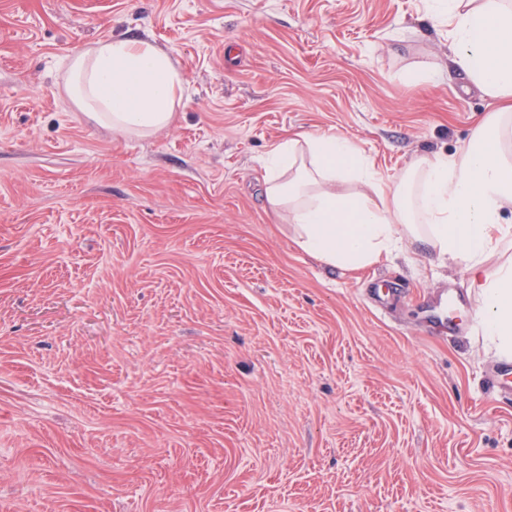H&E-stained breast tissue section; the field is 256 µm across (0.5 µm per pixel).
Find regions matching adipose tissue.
<instances>
[{
  "instance_id": "obj_1",
  "label": "adipose tissue",
  "mask_w": 512,
  "mask_h": 512,
  "mask_svg": "<svg viewBox=\"0 0 512 512\" xmlns=\"http://www.w3.org/2000/svg\"><path fill=\"white\" fill-rule=\"evenodd\" d=\"M446 15L452 64L492 99H512V0H431ZM69 97L113 131L146 136L168 126L184 82L166 52L104 40L67 63ZM267 205L298 247L345 268L379 263L404 242L429 245L462 266L481 302L484 336L512 357V111L491 113L457 155L415 161L394 189L348 138L297 135L269 151ZM496 267H489L492 257Z\"/></svg>"
}]
</instances>
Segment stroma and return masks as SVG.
<instances>
[{
	"label": "stroma",
	"mask_w": 512,
	"mask_h": 512,
	"mask_svg": "<svg viewBox=\"0 0 512 512\" xmlns=\"http://www.w3.org/2000/svg\"><path fill=\"white\" fill-rule=\"evenodd\" d=\"M429 0H0V512H512V360L425 244L300 250L261 162L347 137L393 186L496 105ZM145 41L150 137L66 91ZM429 69L431 80L414 79ZM66 66L69 97L122 134L146 136L168 126L184 93L172 57L149 43L100 41Z\"/></svg>",
	"instance_id": "1"
}]
</instances>
